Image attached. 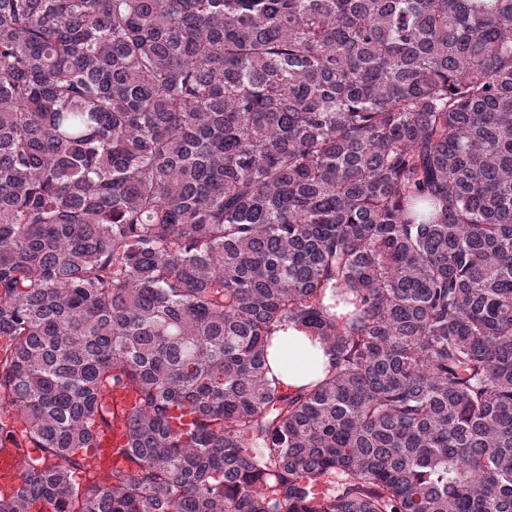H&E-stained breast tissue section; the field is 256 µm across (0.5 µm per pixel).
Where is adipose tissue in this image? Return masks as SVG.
Masks as SVG:
<instances>
[{"label":"adipose tissue","mask_w":512,"mask_h":512,"mask_svg":"<svg viewBox=\"0 0 512 512\" xmlns=\"http://www.w3.org/2000/svg\"><path fill=\"white\" fill-rule=\"evenodd\" d=\"M268 360L284 383L299 387L323 377L330 356L320 337L291 323L273 333Z\"/></svg>","instance_id":"adipose-tissue-1"}]
</instances>
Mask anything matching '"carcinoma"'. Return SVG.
<instances>
[{
  "mask_svg": "<svg viewBox=\"0 0 512 512\" xmlns=\"http://www.w3.org/2000/svg\"><path fill=\"white\" fill-rule=\"evenodd\" d=\"M0 336V512H512V0H0ZM330 358L319 336L293 323L275 331L268 348V360L273 372L292 387L323 377ZM104 403L117 412V417L112 423V428L95 439L90 454L103 458L112 468H124L126 460L118 448H125L128 443V417L132 412L135 397L129 391L116 389L105 397ZM19 484L20 470L15 449L9 445L0 448V493L8 498L16 493Z\"/></svg>",
  "mask_w": 512,
  "mask_h": 512,
  "instance_id": "cac0c4a2",
  "label": "carcinoma"
}]
</instances>
